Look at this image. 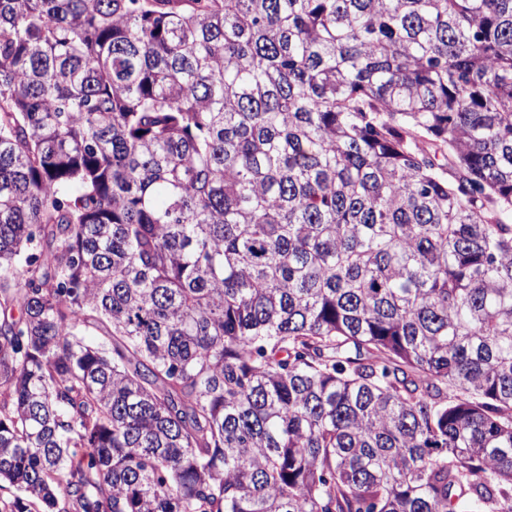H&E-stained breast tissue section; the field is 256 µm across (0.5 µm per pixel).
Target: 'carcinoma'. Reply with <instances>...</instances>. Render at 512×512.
Listing matches in <instances>:
<instances>
[{
  "label": "carcinoma",
  "instance_id": "obj_1",
  "mask_svg": "<svg viewBox=\"0 0 512 512\" xmlns=\"http://www.w3.org/2000/svg\"><path fill=\"white\" fill-rule=\"evenodd\" d=\"M0 512H512V0H0Z\"/></svg>",
  "mask_w": 512,
  "mask_h": 512
}]
</instances>
